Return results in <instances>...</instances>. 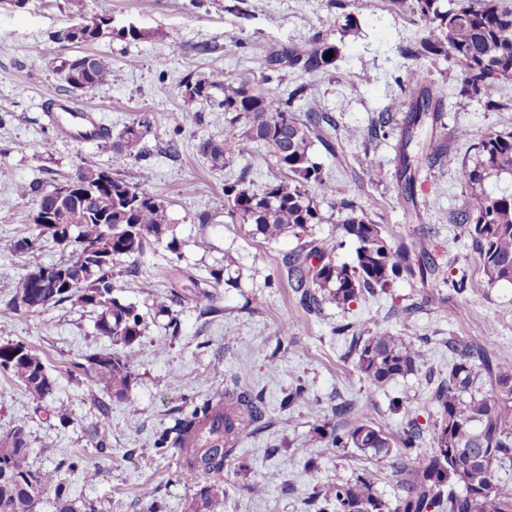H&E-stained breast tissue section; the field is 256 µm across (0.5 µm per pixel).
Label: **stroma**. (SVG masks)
<instances>
[{"label":"stroma","mask_w":512,"mask_h":512,"mask_svg":"<svg viewBox=\"0 0 512 512\" xmlns=\"http://www.w3.org/2000/svg\"><path fill=\"white\" fill-rule=\"evenodd\" d=\"M85 5L87 16L109 17L114 28L135 24L143 39L115 35L87 46L61 43L55 33L75 21L67 0H27L21 8L0 0V305L11 298L26 268L14 244L33 229L35 205L17 195L16 186L36 182L49 191L87 166L111 168L114 176L164 202L184 270L200 278L227 265L239 274L240 287L221 291L217 314H201L191 301L161 313L152 300L166 293L160 277L170 259L165 246L117 263L113 294L137 306L144 317L141 336L127 349L135 380L126 400L70 374L72 362L116 348L96 331L97 315L90 309L67 303L0 319V343L24 342L42 358L55 381L45 400L48 411L69 417L63 426L35 412L23 384L0 374V434L25 423L33 468L56 472L75 505L91 501L98 512H150L154 507L188 512L200 488L214 483L224 491L217 512H315L308 503L314 493L364 471L370 472L378 495L396 502L402 477L392 458L333 447L316 429L332 419L341 402L367 407L394 434L414 412L424 431L420 450L426 453L437 415L434 394L448 376L449 338L480 344L512 369V284L487 285L471 237L454 221L467 195L457 170L473 154L471 141L458 138L457 129L466 127L477 135L490 129L510 132L512 112H487L461 95L447 64L430 69L426 85L441 100L442 110L435 124L419 127L416 138L436 139L441 150L434 160L416 166L418 213L413 216L401 202L398 165L406 115L389 110L401 93L394 78L405 75L409 66L402 50L420 34L411 0H349L347 10L357 25L344 34L336 29V11L328 0H85ZM318 34L338 44L335 67L318 76L291 72L270 84L277 93L306 84L311 101L335 122L311 136L312 159L336 188L335 198L321 203L325 220L313 226L312 237H335L341 218L336 203L350 199L392 241L424 237L440 277L402 278L349 308L327 304L308 314L289 288L283 265L298 245L294 237L267 242L251 235L249 225L226 222L220 215L199 222V214L241 167L251 166L259 184L279 170L253 144L224 168L213 167L199 146L223 132L224 112L206 102H186L180 84L186 75L215 72L260 81L267 50ZM86 53L111 67L109 81L90 96L67 90L58 73L62 61ZM58 98L76 107H97L110 138L82 142L61 135L48 118L49 105ZM188 110L201 112V124L181 123ZM387 112L392 121L386 138L348 140L347 128L368 129ZM141 114L151 121L146 156L117 158L112 135ZM47 142L52 145L48 151L43 148ZM374 166L382 171L377 181L367 176ZM460 279L466 288L459 293L453 283ZM172 320L178 324L174 333L167 327ZM287 320L293 327L284 334L280 327ZM347 323L365 336L385 328L425 350L427 360L414 374L373 390L355 367L349 337L337 333ZM161 339L168 343L163 357L155 354ZM234 378L263 392L268 426L243 436L223 474L176 480L181 456L175 451L156 456L158 432L172 426L192 399ZM299 384L319 400V407L281 409L285 393ZM100 440L109 454L95 452ZM77 456L80 467L70 468ZM147 487L155 489V500L143 498Z\"/></svg>","instance_id":"stroma-1"}]
</instances>
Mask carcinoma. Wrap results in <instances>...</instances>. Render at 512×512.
Segmentation results:
<instances>
[{
    "mask_svg": "<svg viewBox=\"0 0 512 512\" xmlns=\"http://www.w3.org/2000/svg\"><path fill=\"white\" fill-rule=\"evenodd\" d=\"M79 24L59 31L55 39L71 44H89L111 34L109 21L88 23L84 0H69ZM422 36L403 50L406 59L415 62L406 78L397 79L401 95L394 98L391 111L409 108L411 123L417 125L429 112L439 111L424 84L427 62L443 60L457 73L460 92L475 98L493 111H512V98L501 93V84L512 81V0H412ZM336 45L318 35L305 45L280 44L264 54V83L279 80L291 70L309 75L325 73L335 58L325 59ZM61 77L67 87L85 94L108 82L109 64L95 56L84 55L65 61ZM182 97L192 102L209 101L211 90L224 92L217 105L224 110V132L200 145V151L214 166L223 167L230 156L245 143L262 145L279 170L288 174L276 177L260 190L253 184L250 167H242L224 183L199 221L207 223L212 215L224 214L231 222L248 224L252 233L267 241L293 235L300 244L285 258L288 284L299 294L301 307L308 312L331 304L347 308L366 292L385 288L406 275L427 279L437 272L428 261L425 240L395 243L374 223L364 207L342 201L344 217L337 225L339 239H306L310 227L324 217L320 200L336 195L310 157L312 127L326 116L308 102L307 86L298 85L284 97L246 79H230L216 72L204 78L189 75L181 82ZM307 102L305 119L297 114L296 103ZM389 117H381L368 130L347 129L354 141L386 137ZM150 120L143 114L124 125L112 142L113 152L122 159L139 160L145 155L144 139ZM474 156L461 163L460 182L468 189L455 222L463 225L475 244L482 271L489 285L512 283V192L488 189L492 178H512V132L488 131L474 146ZM415 157L401 156L404 201L412 198L410 174ZM81 187L112 192V202L99 206L80 195L60 197L59 188L42 192L21 183L19 196L35 198L38 209H56L62 224L71 228L68 244L71 255L53 266L66 268L79 261L86 244L99 251H112V258H141L161 243L169 252L178 253L177 238L169 223L166 207L157 195L112 176L101 168L81 169ZM314 185L318 192L309 191ZM34 233L19 239L14 250L27 256V272L18 279L11 299L0 307V318L39 312L50 306L80 301L97 312V331L115 342L132 345L142 334V316L135 306L120 302L112 295V262H94L83 269L76 292L67 289L35 288L32 272L46 267L40 259L43 243H59L56 233L41 228L32 218ZM349 240L355 245L350 264L335 261L336 247ZM169 294L154 302L160 312L166 302H182L185 295L177 289L180 279L192 284L195 306L202 314L220 312L215 288L239 287V279L227 268L213 269L209 278L199 280L169 261ZM454 362L448 379L438 388L434 401L439 420L435 424L433 446L425 454L418 452L422 437L414 421L401 437L400 464L404 474L403 495L391 505L374 489L370 475L362 472L353 479L325 485L316 499L317 512H512V484L502 480L498 471L512 461V372L502 368L491 353L476 343L448 339ZM351 352L356 369L370 386L381 389L399 377L414 373L425 363L420 347L379 328L368 336L352 334ZM491 386L481 397L474 391L478 372ZM0 372L20 380L34 410L43 407L53 390V380L40 356L23 342L0 344ZM70 372L91 374L112 397L127 399L134 380L133 362L120 352H101L74 362ZM357 413L360 420L347 427H330L329 438L337 448L350 445L361 450L389 455L392 448L388 426L372 420L370 413L351 403L335 407V415L345 419ZM267 406L262 392L235 379L226 386L192 402L180 411L174 426L165 428L155 440L156 455L166 456L174 449L182 457L179 477L186 479L200 472L219 474L242 435L256 432L264 424ZM456 448L465 452L450 462ZM56 494V512H77L65 496L66 488L50 471L35 469L29 462V433L16 425L0 435V512H36L41 496L48 488ZM223 490L215 485L201 488L190 504V512H215Z\"/></svg>",
    "mask_w": 512,
    "mask_h": 512,
    "instance_id": "1",
    "label": "carcinoma"
}]
</instances>
